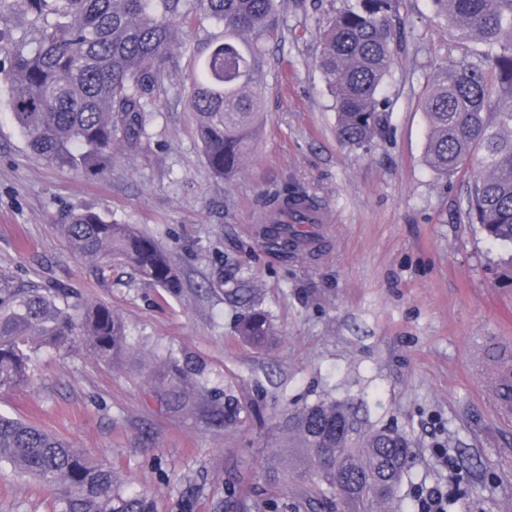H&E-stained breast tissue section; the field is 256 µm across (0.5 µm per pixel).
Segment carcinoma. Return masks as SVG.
Returning a JSON list of instances; mask_svg holds the SVG:
<instances>
[{
    "mask_svg": "<svg viewBox=\"0 0 512 512\" xmlns=\"http://www.w3.org/2000/svg\"><path fill=\"white\" fill-rule=\"evenodd\" d=\"M460 41L480 48L446 57L424 97L428 166L440 176L473 172L468 217L484 237L512 246V0H430ZM30 17L33 31L0 28V81L29 149L60 167L103 174L121 145L136 149L154 112L156 86L180 41L179 19L223 27L190 78L205 162L232 177L258 136L265 81L266 35L277 0H0ZM399 0H352L320 34L319 67L335 98L336 134L351 150L383 134L389 104L381 94L399 46L389 20ZM283 247L311 250L309 231L274 225ZM61 230L72 252L100 272L121 262L149 284L175 290L170 253L129 224L92 208L68 212ZM239 336L254 347L273 343L262 312L245 316ZM81 337L105 361L122 358L127 336L108 305L58 284L25 285L0 273V390L31 377V353L67 350ZM280 433L297 457L272 456L268 476L286 469L304 482L300 494L342 512H372L392 499L405 472L389 463L413 455V439L374 426L362 406L321 401L287 415ZM56 491L59 512H156L153 498L129 492L118 472L44 428L0 414V464Z\"/></svg>",
    "mask_w": 512,
    "mask_h": 512,
    "instance_id": "obj_1",
    "label": "carcinoma"
}]
</instances>
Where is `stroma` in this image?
Returning <instances> with one entry per match:
<instances>
[{
	"mask_svg": "<svg viewBox=\"0 0 512 512\" xmlns=\"http://www.w3.org/2000/svg\"><path fill=\"white\" fill-rule=\"evenodd\" d=\"M345 4L281 0L257 143L228 179L205 165L186 101L198 53L221 33L209 22L184 24L146 139L116 149L102 175L33 154L0 83V271L111 305L131 344L113 364L82 346L38 350L30 383L0 390V414L111 465L159 512H305L264 464L283 449L285 415L331 399L364 404L375 426L415 442L397 496L374 512H418L433 486L462 497L448 512H512V419L496 404L499 358L512 350V249L469 223V172L441 177L425 162L428 78L467 48L429 0H400L387 130L348 150L318 66L320 32ZM290 185L329 213L322 250L306 258L270 251L254 231ZM87 207L169 251L179 292L74 257L62 214ZM256 310L276 333L266 348L237 334ZM57 510L52 489L0 464V512Z\"/></svg>",
	"mask_w": 512,
	"mask_h": 512,
	"instance_id": "obj_1",
	"label": "stroma"
}]
</instances>
